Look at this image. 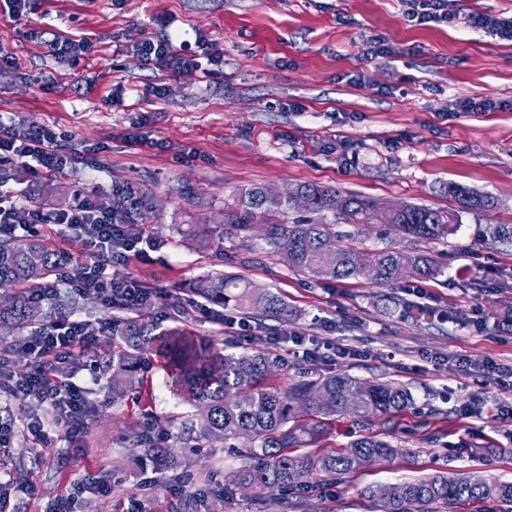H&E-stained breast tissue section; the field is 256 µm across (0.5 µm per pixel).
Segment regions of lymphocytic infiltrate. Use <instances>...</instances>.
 Listing matches in <instances>:
<instances>
[{
	"mask_svg": "<svg viewBox=\"0 0 512 512\" xmlns=\"http://www.w3.org/2000/svg\"><path fill=\"white\" fill-rule=\"evenodd\" d=\"M178 33L164 32L143 38L136 51L146 64L178 75H192L202 68L197 55H187L177 48ZM79 154L66 150L63 138L46 125L17 129L0 120V167L18 165L33 175L62 174L82 164ZM130 205L124 214H116L98 197L96 191L78 193L70 208L59 211L33 209L19 201L20 193L0 178V237L13 236L20 225L40 234L57 226L65 232L85 236L89 259L73 263L64 258L55 274L35 289V296L52 299L60 290L71 288L80 295L106 307L123 311H140L148 303L165 301L162 289L150 287L134 278L108 277L109 263L139 257L144 246L153 245L138 220L140 199L133 187L123 189ZM91 338L82 321L60 318L50 325L36 328L25 338L19 352L28 357L27 374L11 382L6 391L11 398L34 399L50 406L57 423L66 425L72 435H80L92 411L87 388L73 380L71 368L79 364L83 349ZM288 342V352L310 363H336L348 356L347 348L334 345L307 344L304 333L291 330L286 337H270L273 346Z\"/></svg>",
	"mask_w": 512,
	"mask_h": 512,
	"instance_id": "1",
	"label": "lymphocytic infiltrate"
}]
</instances>
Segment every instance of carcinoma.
<instances>
[{
  "label": "carcinoma",
  "instance_id": "1",
  "mask_svg": "<svg viewBox=\"0 0 512 512\" xmlns=\"http://www.w3.org/2000/svg\"><path fill=\"white\" fill-rule=\"evenodd\" d=\"M297 191L309 199L306 211L312 218L289 223L286 214L295 210L288 197L268 199L264 190L240 192L224 214V228L247 232L253 224L264 226V245L289 267L333 280L365 278L380 287L412 280L434 279L440 274L435 258L424 250L397 247L369 250L351 231H337L322 222L330 212L339 224L360 229L381 218L383 209L357 195H341L318 185ZM455 208L434 209L423 205H387V227L402 236L438 242L448 238L461 223V214L490 211L495 199L448 187ZM57 253L39 240L18 243L0 239V324L30 321L41 304L17 287H38L55 269ZM195 291L210 304L259 318L286 323L288 302L278 293L251 288L234 275L220 274L197 283ZM112 335V395L129 388L143 356L156 354L169 368L176 389L194 407L181 421L183 447L201 448L218 442L233 443L243 457L242 465L225 477L224 490L248 489L249 498L261 504L275 490L304 488L311 481H333L359 471L373 461H389L401 453L392 442L363 435L334 452L314 449L321 436L340 416L367 420L392 418L411 401L407 388L358 379L343 372L316 380L294 379L273 386L268 378L282 360L267 350L236 354L217 343L189 332L156 333L141 319L127 318L115 325ZM131 447L153 469L182 465L174 449L153 438L136 435ZM379 512H440L451 505L489 503L512 508V481H501L481 471L444 475L436 473L382 487L374 492Z\"/></svg>",
  "mask_w": 512,
  "mask_h": 512
}]
</instances>
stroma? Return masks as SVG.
Wrapping results in <instances>:
<instances>
[{"label":"stroma","mask_w":512,"mask_h":512,"mask_svg":"<svg viewBox=\"0 0 512 512\" xmlns=\"http://www.w3.org/2000/svg\"><path fill=\"white\" fill-rule=\"evenodd\" d=\"M410 8V0H34L32 13L16 19L0 0V54L15 60L0 70V120L53 127L88 160L64 175L35 177L20 167L12 177L28 188L30 206L45 210L68 208L88 188L121 214L128 202L120 187L136 188L143 227L158 245L108 273L166 290V304L144 310L146 321L237 353L260 349L268 332L298 328L352 348L336 370L410 389L413 405L390 422L343 417L320 443L338 449L373 434L402 455L297 496L273 493L266 512H377L372 490L436 472L478 468L512 479V428L498 418L512 407V379L453 363L462 355L512 362V329L498 322L512 304V241L486 233L512 225V40L469 22L475 14L512 17V0H448L455 19L439 24L411 21ZM168 18L188 52L200 35L220 55L212 74L178 76L137 55L136 44ZM33 29L86 38L94 48L74 66L48 55ZM373 42L387 54L368 55ZM466 98L489 107L449 111ZM135 132L153 147L130 145ZM451 183L493 196L496 208L463 214L448 240L427 244L441 276L393 288L295 271L261 252L259 232L224 229L236 193L253 187L285 194L318 184L445 209ZM215 273L280 293L292 320L250 319L249 341L225 334L190 309L198 281ZM408 302L433 310V323L407 319ZM67 312L96 338L84 351L96 374L76 376L96 413L72 439L47 405L12 402L16 433L0 450V472L34 488L11 495L12 512H53L82 477L107 482L111 492L75 498L73 512H122L148 477L149 512H256L243 495L220 493L225 474L241 464L224 445L191 456L189 482L176 470H142L132 437L149 427L175 444L163 426L191 406L158 357L136 373L132 391L113 397L112 374L102 368L112 339L100 329L114 312L75 292ZM32 418L51 430V441L27 432Z\"/></svg>","instance_id":"obj_1"}]
</instances>
